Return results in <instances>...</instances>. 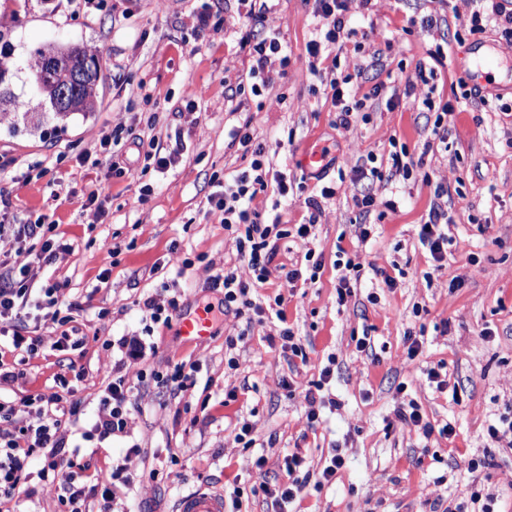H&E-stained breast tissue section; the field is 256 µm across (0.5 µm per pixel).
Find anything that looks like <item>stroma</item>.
Returning a JSON list of instances; mask_svg holds the SVG:
<instances>
[{"instance_id": "obj_1", "label": "stroma", "mask_w": 512, "mask_h": 512, "mask_svg": "<svg viewBox=\"0 0 512 512\" xmlns=\"http://www.w3.org/2000/svg\"><path fill=\"white\" fill-rule=\"evenodd\" d=\"M473 0H372L369 8L351 0L347 17L362 41H347L340 69L352 74L356 98L370 118L350 129L336 126L324 85L308 70L306 44L315 38L310 0H279L269 17L288 46L290 64L261 96L236 94L247 73L241 36L246 8L240 0H104L101 9L84 0H0V43L8 45L10 70L5 87L27 100L37 88L29 61L37 49L79 43L101 59L98 104L90 116L68 122L52 115L27 123L0 121V197L21 223L43 217L72 243L48 267L37 269L34 285L58 286L72 308L69 330L89 337L82 349L53 346L61 330L48 324L40 333L38 357L22 362L23 375L0 387V400L23 412L24 402L50 395L67 379L81 413L68 425L84 479L95 484L109 475L124 448L138 444L143 455L131 466L133 482L119 512H173L183 493L201 487L241 490L239 512H267L263 485L283 483V459L306 449L307 467L318 474L333 449L345 464L334 482L307 483L292 512H455L457 491L470 480L467 465L489 459L478 488L494 512H512V451L496 447L489 424L512 405V40L495 28L470 35ZM212 13L220 28L200 26ZM439 17L437 29L421 28L423 17ZM443 47L447 61L413 98L432 95L450 102L447 146H432L434 116L417 111L403 95L405 80L430 48ZM363 76H356V69ZM475 82L492 96L491 106L461 97V84ZM399 94L395 110L369 94ZM249 125L274 169L288 172L304 187L281 198L275 186L250 202L268 217L280 213L287 224L307 223L305 200L318 195L323 180L306 177L300 157L328 147L324 179H342L333 198L322 200L321 216L308 245L281 240L274 266L304 264L306 251L319 256L317 280L284 287L277 277L259 288L262 296L283 295V319L245 327L235 313L215 320L213 334L188 346L178 320L147 329L143 297L177 298L181 311L220 307L223 289L215 275H244L235 238L213 214L209 200L221 193V177L250 166V157L231 145L228 132ZM134 137H159L164 151L180 155L162 173L144 181L111 178L95 165L98 137L115 126ZM180 131V141L169 132ZM405 146L422 170L410 179L352 183L358 166L375 159L389 170L393 145ZM430 182H423V175ZM109 178L101 207L86 206L92 184ZM153 191L141 195L142 183ZM448 186V235L453 244L436 263L419 240L434 200L435 184ZM396 199L384 214L363 215L355 195ZM369 223V238L360 226ZM345 251L360 263L357 281L344 304L336 302V255ZM396 287H387L385 277ZM290 326L303 357L288 358L269 339ZM423 333L415 359L407 357L408 334ZM371 336L372 351L357 341ZM143 338L145 359L123 363L135 400L129 435L105 441L81 438L89 428L97 396L108 383L118 349L103 340ZM236 337L228 348L227 337ZM236 357L237 370L226 360ZM199 362L195 387L175 395L169 388L142 384L140 370L172 373L176 364ZM333 376L324 390L337 402L322 406L308 426L306 391L324 366ZM444 366L446 391L429 383L430 368ZM404 394H397L398 385ZM237 398L225 402L224 394ZM416 402L433 431L400 420L401 401ZM252 427V447L235 439L239 421ZM455 434L441 435L445 424ZM264 466H256L257 458ZM0 512H59L57 490L31 474L18 497L0 502Z\"/></svg>"}]
</instances>
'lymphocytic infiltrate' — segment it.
Instances as JSON below:
<instances>
[{
    "instance_id": "f902f5d3",
    "label": "lymphocytic infiltrate",
    "mask_w": 512,
    "mask_h": 512,
    "mask_svg": "<svg viewBox=\"0 0 512 512\" xmlns=\"http://www.w3.org/2000/svg\"><path fill=\"white\" fill-rule=\"evenodd\" d=\"M350 0H313V12L319 17L324 33L322 38L310 40L307 45L309 72L329 90L331 103L336 111V125L350 128L357 122L364 107L363 101L353 99L349 85L351 76H339L335 66L325 63L333 49L343 46L354 36L346 14ZM273 7L270 0H249L246 16L251 23L244 37L248 48L250 91L261 95L269 87L274 75L285 74L290 58L287 47L278 32L268 29L267 21ZM232 143L252 156L248 170L225 179L223 192L211 199L212 208L219 212L225 230L236 236L237 249L243 258L249 275L241 277L235 273L219 276L224 288V309L245 317L247 322H259L265 317L281 316L283 296L266 299L255 294L254 289L266 283L271 276H279L287 286H294L304 272L318 274L322 262L313 252H306L308 270L298 268L272 270L273 255L280 240L291 237L308 242L312 235V224H299L288 228L281 215L271 221H262L259 213L246 208L247 200L265 191L268 184H276L280 196H287L293 183L286 173L273 169L265 159L262 144L256 143L248 126H240L230 133ZM448 188L436 185L434 201L426 220L420 226L419 238L435 261H443L448 255L452 240L444 231L450 224L448 214ZM0 224L10 227L16 241L39 239L40 249L35 255L38 266L54 263L59 255L71 252L72 245L57 238L52 225L43 220L29 224L11 221L9 209L0 208ZM34 306L42 319L62 328L55 346L60 350H77L86 347L90 339L86 336H71L65 326L68 316L62 315L56 288H35L29 267L15 268L8 260L0 259V335L9 337L14 349L20 350L25 359L39 355L43 339L36 327L22 322L20 312ZM26 417L10 421L8 427H0V498L11 499L19 495L29 477V466L34 455H41L40 476L55 485L62 512H83L87 496L99 499V512H113L116 488L129 485L131 463L143 454L138 445L125 448L121 459L113 465L106 480L86 485L81 480L83 468L69 450L68 423L79 413L81 405L64 395L50 398L36 397L26 402ZM135 406L131 399V388L123 374L122 364L112 368V379L98 398L94 419L83 435L84 440L105 441L126 432L132 421ZM306 465V457L295 451L283 459V467L291 474V481L263 486L262 491L270 501V512H288V506L303 491L304 484L296 480V472Z\"/></svg>"
}]
</instances>
